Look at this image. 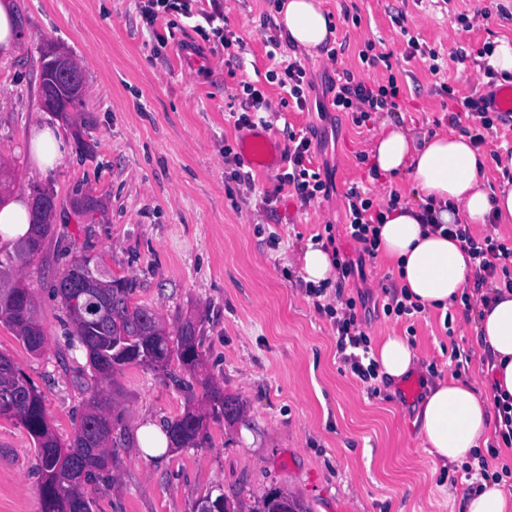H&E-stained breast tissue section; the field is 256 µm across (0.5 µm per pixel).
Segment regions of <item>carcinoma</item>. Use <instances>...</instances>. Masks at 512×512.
<instances>
[{
    "instance_id": "cac0c4a2",
    "label": "carcinoma",
    "mask_w": 512,
    "mask_h": 512,
    "mask_svg": "<svg viewBox=\"0 0 512 512\" xmlns=\"http://www.w3.org/2000/svg\"><path fill=\"white\" fill-rule=\"evenodd\" d=\"M83 105V96L61 100L55 89L45 88L44 108L50 112H77ZM50 224H32L31 233L20 244V253L30 260L41 254L48 237ZM93 258L83 256L74 260L62 279L81 280L91 270ZM5 263L0 261V324L11 330L26 350L37 354L44 347L46 337L39 321L33 318V295L27 287L17 288L15 279H4ZM133 283L125 278H110L99 291L100 305L94 313H74L66 307L73 328V342L69 347L82 348L94 374L110 379L126 360H117L112 351V337H126V345L140 349L161 344L159 357L162 370L172 360L203 387L202 398L207 412L192 407L166 424L169 442L179 448L198 446L202 422L207 417L231 426L235 421L226 419V408L243 415L239 398L224 393V388L210 377H199L203 369L202 342L193 322L185 321L177 334L168 333L163 319L154 311L132 301ZM0 418L15 420L28 432L36 445L38 470L41 475L42 512H92V500L87 486L109 477L118 445L112 437L115 429L114 404L111 396L94 395L87 411L68 444L55 436L46 416L43 398L37 388L15 365L11 357L0 353ZM249 512H302L297 499L286 491L268 493Z\"/></svg>"
}]
</instances>
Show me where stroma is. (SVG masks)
I'll return each instance as SVG.
<instances>
[{
	"mask_svg": "<svg viewBox=\"0 0 512 512\" xmlns=\"http://www.w3.org/2000/svg\"><path fill=\"white\" fill-rule=\"evenodd\" d=\"M321 2L335 41L311 54L284 43L272 54L266 21L277 0H223L224 25L242 43L235 61L181 14L147 24L143 0H19V48L0 57V183L11 199L53 193L57 214L43 253L7 270L38 298L44 350L30 354L0 326V352L42 392L62 441L72 438L93 394L111 395L121 411L112 478L89 489L94 512H192L210 493L247 508L274 488L297 498L304 512H460L468 495L462 470L434 459L414 424L424 383L453 374L479 389L486 382L473 330L445 332V316L461 317L462 305L408 320L385 316L389 268L366 259L362 275L346 282L345 297L364 298L358 314L371 342L392 331L418 355L414 393L402 381L367 385L342 363L329 317L307 296L301 255L328 227L340 253L356 258L346 233L349 188H371L377 204L402 190V183L369 177L382 123L433 135L447 132L456 113L459 130L474 127L463 101L489 90L478 51L512 40V16L501 13L502 0ZM411 34L438 51L439 73L430 71L429 57L410 55ZM48 43L71 53L84 72L83 109L70 124L42 106ZM459 47L466 60L456 59ZM364 51L376 64L362 62ZM295 59L314 85L311 100L328 112L283 103L275 76ZM342 69L372 85L396 80L399 110L373 113L359 127L331 109L328 86ZM248 83L273 105L268 132L280 148L289 132L313 135L311 167L330 174L329 195L301 204L292 188H278L274 174L242 159L247 131L230 110L245 100ZM38 122L69 141L81 136L87 151L70 149L52 169H39L28 149ZM228 151L251 174V186L235 182L224 164ZM79 192L100 202L81 218L72 210ZM82 254L106 276L133 280L134 301L156 311L169 332L195 323L208 374L243 404L239 422L207 421L195 448L154 458L139 447L141 425H166L188 399L166 375L138 363L112 379L93 378L86 355L67 350L71 327L52 288ZM456 349L469 357L464 367L450 359ZM37 464L27 431L0 419V512H41Z\"/></svg>",
	"mask_w": 512,
	"mask_h": 512,
	"instance_id": "obj_1",
	"label": "stroma"
}]
</instances>
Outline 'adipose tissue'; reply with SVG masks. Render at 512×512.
Instances as JSON below:
<instances>
[{
    "instance_id": "ef3b65f1",
    "label": "adipose tissue",
    "mask_w": 512,
    "mask_h": 512,
    "mask_svg": "<svg viewBox=\"0 0 512 512\" xmlns=\"http://www.w3.org/2000/svg\"><path fill=\"white\" fill-rule=\"evenodd\" d=\"M274 23L279 37L315 52L335 37L320 0H280ZM371 164L380 174L405 177L408 197L380 224L378 254L391 263L412 300L429 307L461 302L473 283L472 262L458 239L443 234L447 224H479L492 229L512 223V182L490 188L483 182L487 157L470 134L456 129L427 136L399 124L375 136ZM432 204L438 231L421 218ZM475 335L486 354L490 376L485 391L459 378L436 381L416 413L419 434L440 462L479 458L489 442L495 398H512V290L494 286L488 301L472 298ZM379 379L396 380L414 367L417 354L403 337L389 332L374 353ZM464 512H512V489L505 481L484 482L469 495Z\"/></svg>"
}]
</instances>
